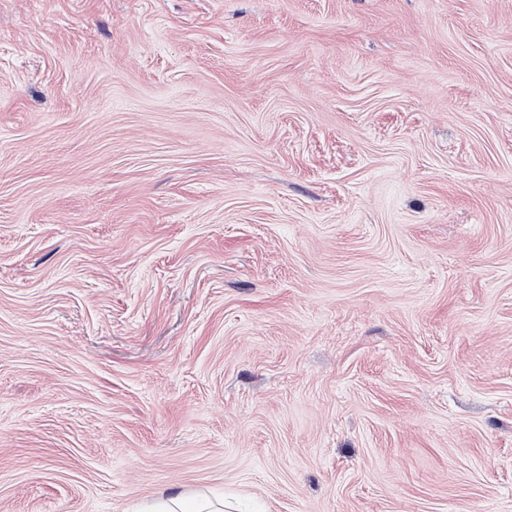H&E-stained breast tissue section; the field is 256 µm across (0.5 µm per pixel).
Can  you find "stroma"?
Wrapping results in <instances>:
<instances>
[{
	"instance_id": "35a3bbf8",
	"label": "stroma",
	"mask_w": 512,
	"mask_h": 512,
	"mask_svg": "<svg viewBox=\"0 0 512 512\" xmlns=\"http://www.w3.org/2000/svg\"><path fill=\"white\" fill-rule=\"evenodd\" d=\"M512 512V0H0V512ZM224 504H214L207 500H190L183 496L153 501L139 512H223Z\"/></svg>"
}]
</instances>
